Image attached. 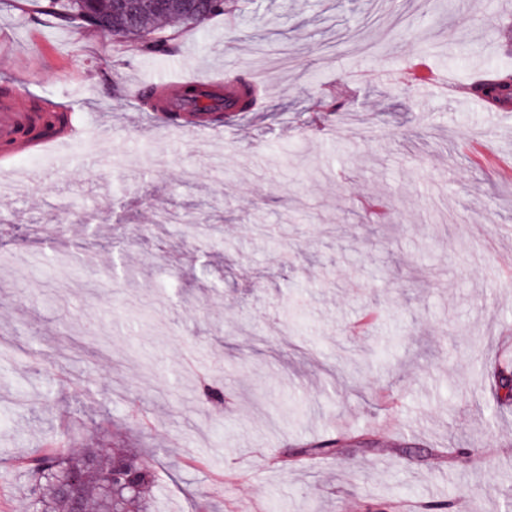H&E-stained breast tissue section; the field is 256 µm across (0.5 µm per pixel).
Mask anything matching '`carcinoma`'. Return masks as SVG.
Instances as JSON below:
<instances>
[{
  "label": "carcinoma",
  "mask_w": 512,
  "mask_h": 512,
  "mask_svg": "<svg viewBox=\"0 0 512 512\" xmlns=\"http://www.w3.org/2000/svg\"><path fill=\"white\" fill-rule=\"evenodd\" d=\"M51 13L67 20H79L99 30L112 29L117 35L136 41L141 50L152 54L168 52L176 33L168 32L171 26L178 30L198 29L194 15L185 0H168L163 11L145 9L133 16L112 8V0H49ZM475 93L484 101H512V92L506 82L499 79H478L473 83ZM212 96L224 99V105L202 103L198 92L187 87L183 99L190 107H179L169 112V119L183 124L196 122L220 123L226 108L238 112H253L263 99V89L240 76L217 80ZM496 401L504 405L512 401V371L498 375ZM66 444L57 440L28 460L27 470L33 482L29 498V512H64L62 494L68 486L71 472L85 467L89 457H94L95 471L89 473L81 495L86 507L97 512H130L136 506L139 512H153L155 474L147 464L140 463L123 448H86L75 458L58 449ZM336 453V442L321 441L303 448L302 456H331Z\"/></svg>",
  "instance_id": "obj_1"
}]
</instances>
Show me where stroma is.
<instances>
[{"label":"stroma","instance_id":"stroma-1","mask_svg":"<svg viewBox=\"0 0 512 512\" xmlns=\"http://www.w3.org/2000/svg\"><path fill=\"white\" fill-rule=\"evenodd\" d=\"M45 4L0 0V96L84 126L0 194V512L64 430L158 512H512V0H239L154 56ZM179 69L262 106L188 137L127 93ZM508 75L501 76L499 78H491L488 80L478 79L473 83L475 93L479 95L484 101H512V92H509L506 87L507 81H499L500 79Z\"/></svg>","mask_w":512,"mask_h":512}]
</instances>
